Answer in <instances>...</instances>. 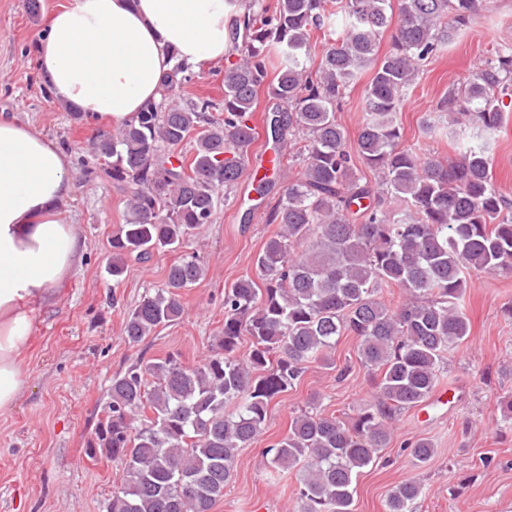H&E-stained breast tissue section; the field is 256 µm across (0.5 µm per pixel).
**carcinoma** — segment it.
<instances>
[{
	"mask_svg": "<svg viewBox=\"0 0 512 512\" xmlns=\"http://www.w3.org/2000/svg\"><path fill=\"white\" fill-rule=\"evenodd\" d=\"M397 2L247 0L223 101H177L194 78L178 63L161 80L159 104L88 140L86 175L102 174L127 193L125 223L112 235L114 282L130 258L178 255L162 287L128 314L131 343L179 320L182 292L203 279L200 257L182 249L243 175L260 90L275 105L273 168L301 166L267 210L266 223L279 230L254 271L224 289V328L210 354L192 366L178 353L139 359L112 379L105 418L87 442L91 456L125 473L107 512H212L272 400L310 364L332 365L348 335L358 339L374 401L351 418L304 410L262 456L268 467L294 472L293 512H353V483L391 442L395 416L432 396L445 355L470 334L466 272L512 277V203L493 180L490 148L512 92V47L496 49L440 102L448 140L472 130L458 158L404 146L396 113L420 66L456 40L481 0ZM337 12L347 31L314 65L311 34ZM392 26L393 49L381 58L379 39ZM367 74L351 152L336 108ZM361 164L375 183L361 182ZM390 287L401 291L393 307L381 299ZM244 336L251 345L242 354ZM408 449L420 464L436 453L426 440ZM423 492L420 481L403 482L386 512H416Z\"/></svg>",
	"mask_w": 512,
	"mask_h": 512,
	"instance_id": "carcinoma-1",
	"label": "carcinoma"
}]
</instances>
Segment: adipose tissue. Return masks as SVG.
I'll return each mask as SVG.
<instances>
[{
	"instance_id": "obj_1",
	"label": "adipose tissue",
	"mask_w": 512,
	"mask_h": 512,
	"mask_svg": "<svg viewBox=\"0 0 512 512\" xmlns=\"http://www.w3.org/2000/svg\"><path fill=\"white\" fill-rule=\"evenodd\" d=\"M240 0H68L35 40L39 79L85 118L130 120L159 103V79L182 61L223 64ZM75 192L72 157L0 114V412L23 393L32 315L81 261L79 228L58 219Z\"/></svg>"
}]
</instances>
